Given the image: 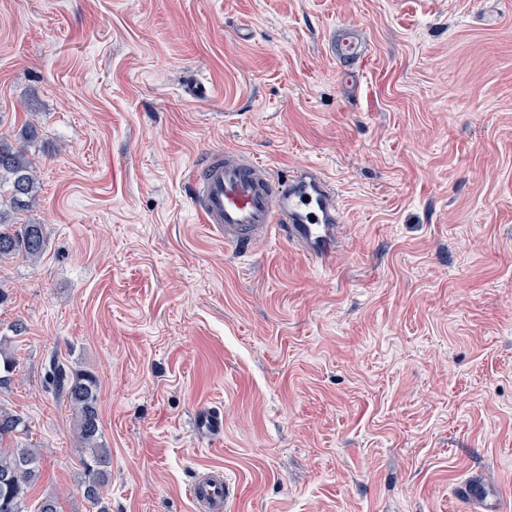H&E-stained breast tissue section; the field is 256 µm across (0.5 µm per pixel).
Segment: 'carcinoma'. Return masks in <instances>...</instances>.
<instances>
[{"instance_id":"cac0c4a2","label":"carcinoma","mask_w":512,"mask_h":512,"mask_svg":"<svg viewBox=\"0 0 512 512\" xmlns=\"http://www.w3.org/2000/svg\"><path fill=\"white\" fill-rule=\"evenodd\" d=\"M15 138L16 146L0 139V263L20 255L35 262L47 247L43 225L15 224L11 219L12 211L34 206L39 191L38 172L28 155L38 130L28 121L20 126ZM14 371L12 357L0 347V389L10 387ZM47 373L54 394L73 410L77 441L86 452L82 459L84 496L98 506V512H108L100 496L106 481L101 464L108 448L102 442L97 380L72 372L56 356L50 358ZM26 432L23 417L0 409V512H29L30 491L40 477L37 452L22 444L3 446V440L16 439Z\"/></svg>"}]
</instances>
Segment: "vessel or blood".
<instances>
[{"mask_svg":"<svg viewBox=\"0 0 512 512\" xmlns=\"http://www.w3.org/2000/svg\"><path fill=\"white\" fill-rule=\"evenodd\" d=\"M189 183L199 222L233 251L243 255L255 241L283 239L303 246L320 266L331 264L342 216L330 181L317 168L282 180L264 163L227 149L191 171ZM226 493L220 470L190 487L199 512H225Z\"/></svg>","mask_w":512,"mask_h":512,"instance_id":"vessel-or-blood-1","label":"vessel or blood"}]
</instances>
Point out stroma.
Listing matches in <instances>:
<instances>
[{
    "mask_svg": "<svg viewBox=\"0 0 512 512\" xmlns=\"http://www.w3.org/2000/svg\"><path fill=\"white\" fill-rule=\"evenodd\" d=\"M28 117L47 248L0 264V408L31 500L93 512L56 354L98 379L109 512H197L209 468L226 512H485L476 473L512 501V0H0V134ZM216 149L326 174L330 268L199 224ZM227 488L221 470L209 471L193 482L190 495L199 511L224 512Z\"/></svg>",
    "mask_w": 512,
    "mask_h": 512,
    "instance_id": "stroma-1",
    "label": "stroma"
}]
</instances>
